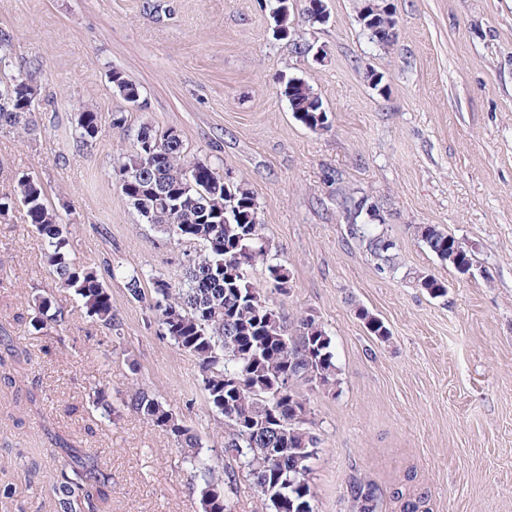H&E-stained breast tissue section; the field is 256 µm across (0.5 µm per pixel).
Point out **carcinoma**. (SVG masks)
<instances>
[{
  "label": "carcinoma",
  "mask_w": 512,
  "mask_h": 512,
  "mask_svg": "<svg viewBox=\"0 0 512 512\" xmlns=\"http://www.w3.org/2000/svg\"><path fill=\"white\" fill-rule=\"evenodd\" d=\"M380 8L381 4H373L364 20H373L372 27L381 34L378 41L389 44L391 27ZM273 14L280 32L288 33V0H276ZM111 82L128 105H135L140 95L136 85L117 70L112 72ZM31 85V77L21 74L0 79V91L12 90L11 97L0 102V129L29 131L36 126L35 109H25V91ZM282 94L295 120L314 131L325 129L318 119L323 104L307 84L290 79ZM141 130L159 143V149L154 156L142 157L134 148L118 160L115 175L123 186L122 194L142 216L144 208H151L155 219L150 224L168 239L177 244L198 241L203 249L192 256L178 286L142 268L113 266L109 276L123 279L128 294L137 301L146 300L144 287H149L150 308L165 335L196 358L207 400L229 426L224 441L226 479L213 477L211 465L199 451V437L155 395L138 390L128 407L176 437L184 462L201 481L204 512H232L229 490L241 476L261 493L266 512H313L308 475L318 455L319 438L305 427L307 410L296 385L308 383L327 393L335 391L332 338L311 315L286 321L249 279L247 268L260 261L265 264L272 291L286 295L291 282L288 268L272 254V245L261 232L257 204L249 189L224 182V175L209 161L187 159L183 141L172 137L170 131L160 133L146 124ZM99 133L97 112L83 110L77 137L90 142ZM162 193L180 206L161 203ZM17 201L42 237L47 264L60 286L80 298L89 316L110 327L118 326L112 297L96 271L70 258V225L61 219L43 185L30 177L19 179L15 194L0 195V215ZM416 232L428 249L455 271L473 267L470 250H448V244L456 240L453 234L433 224H421ZM349 233L375 259L395 267V245L390 239L368 224H351ZM419 286L435 298L447 294L448 284L433 275L420 278ZM35 312L32 326L37 332L65 322L62 311L51 309L45 298L35 301ZM358 316L371 335L389 339L383 321L364 309ZM108 483L109 476L77 461L53 493L62 512H98L91 489ZM350 494L357 512H376L379 496L373 485L355 481L350 484Z\"/></svg>",
  "instance_id": "1"
}]
</instances>
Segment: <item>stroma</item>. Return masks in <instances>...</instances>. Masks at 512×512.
<instances>
[{"instance_id":"stroma-1","label":"stroma","mask_w":512,"mask_h":512,"mask_svg":"<svg viewBox=\"0 0 512 512\" xmlns=\"http://www.w3.org/2000/svg\"><path fill=\"white\" fill-rule=\"evenodd\" d=\"M367 2L324 0L319 23L289 0L282 35L274 0H0L13 68L40 97L33 132L0 131V194L25 175L46 188L71 224V258L105 276L120 322L93 320L59 287L22 204L0 215V512H57L51 487L77 458L112 476L101 512H202L176 439L129 407L139 389L225 467L228 427L195 358L107 276L120 265L177 284L199 249L170 242L120 191L114 160L146 124L176 129L189 156L253 192L291 275L270 306L314 316L332 338L335 393L298 387L319 438L315 512H354V480L377 488L379 512L420 495L428 512H512V0H390L385 46L360 22ZM116 69L141 108L114 91ZM290 78L320 98L328 130L294 119ZM86 106L101 128L89 144L74 138ZM349 197L373 213L348 211ZM356 222L395 243L397 269L351 239ZM420 224L468 244L473 277L432 253ZM424 275L446 296L420 288ZM41 296L66 315L46 334L30 324ZM362 308L389 340L368 334Z\"/></svg>"}]
</instances>
